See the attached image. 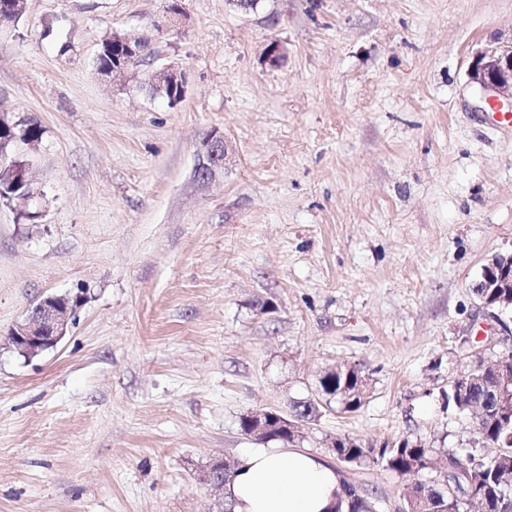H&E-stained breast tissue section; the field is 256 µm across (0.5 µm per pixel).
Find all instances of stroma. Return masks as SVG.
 Returning <instances> with one entry per match:
<instances>
[{
  "mask_svg": "<svg viewBox=\"0 0 512 512\" xmlns=\"http://www.w3.org/2000/svg\"><path fill=\"white\" fill-rule=\"evenodd\" d=\"M114 30L148 48L109 82ZM510 38L512 0H27L0 114L44 128L48 205L0 203V512H227L205 475L255 447L241 417L300 401L299 447L377 512L408 477L333 439L472 447L448 389L512 350V310L473 292L512 254V130L468 73ZM167 65L173 107L146 82ZM81 289L56 348L13 349L33 304ZM339 365L367 380L357 411L320 388Z\"/></svg>",
  "mask_w": 512,
  "mask_h": 512,
  "instance_id": "obj_1",
  "label": "stroma"
}]
</instances>
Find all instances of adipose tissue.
Masks as SVG:
<instances>
[{"label":"adipose tissue","mask_w":512,"mask_h":512,"mask_svg":"<svg viewBox=\"0 0 512 512\" xmlns=\"http://www.w3.org/2000/svg\"><path fill=\"white\" fill-rule=\"evenodd\" d=\"M233 512H334L344 498L335 468L301 449L251 448L224 487Z\"/></svg>","instance_id":"adipose-tissue-1"}]
</instances>
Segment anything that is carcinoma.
<instances>
[{"mask_svg":"<svg viewBox=\"0 0 512 512\" xmlns=\"http://www.w3.org/2000/svg\"><path fill=\"white\" fill-rule=\"evenodd\" d=\"M116 56L118 53L112 51V35L108 34L102 39L95 71L112 69ZM43 134L44 130L38 123L5 115L0 118V152H9L11 141L17 135L39 142ZM505 363L512 368V354L509 352L491 361L480 358L465 375V379L470 381L466 396L459 395L456 382L448 389V407L456 412L468 411L473 402L484 406L488 418L477 416L473 422L475 443L500 448L498 455L486 458L473 451L446 449L445 454L464 473L459 484L448 482V475L435 471L433 449L422 440L405 439L390 448L379 449L375 455V460L384 463L391 471L421 476L415 481V486L427 502L423 512H439L445 507L464 512L467 508L464 499L468 497L473 499V503L484 506L481 512H500L501 502L512 498V385L501 387L499 377ZM320 387L324 394L336 398L347 410H357L364 403L366 380L356 368L325 372L320 378ZM347 442L343 448L332 449L342 457V462L357 464L367 457V450L359 442L350 438Z\"/></svg>","mask_w":512,"mask_h":512,"instance_id":"cac0c4a2","label":"carcinoma"}]
</instances>
